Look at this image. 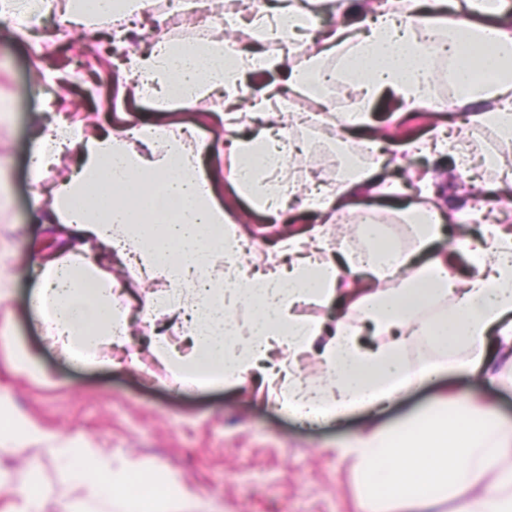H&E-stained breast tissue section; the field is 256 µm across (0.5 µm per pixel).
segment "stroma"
Here are the masks:
<instances>
[{"instance_id": "stroma-1", "label": "stroma", "mask_w": 512, "mask_h": 512, "mask_svg": "<svg viewBox=\"0 0 512 512\" xmlns=\"http://www.w3.org/2000/svg\"><path fill=\"white\" fill-rule=\"evenodd\" d=\"M57 20L56 13H49L23 34L12 21L0 19V183L7 186V202L0 207V289L5 292L0 298V402L9 405L12 419L29 433L22 442L10 427L0 428L1 483L17 492L39 487L36 512H123L117 497L108 505L88 502L50 456V448L70 443L101 449L122 467L158 465L150 492L158 512H165L171 482L182 492L184 512H364L362 486L344 450L357 434L397 425L461 388L493 403L512 421V385L507 382L512 362L503 357L492 367L493 380L454 370L433 386L405 394L376 419L356 414L341 423L315 424L279 409L250 381L179 391L165 367L146 352L141 355L150 368L146 374L124 365L68 362L30 315L40 261L56 247L52 234L35 221L30 157L40 134L60 119L83 122L70 99L86 74L99 77L88 95L99 110V124L132 125L154 109L151 102L121 93V74L109 58L83 56L92 41L90 28L82 25L61 36L54 30ZM223 109V99L212 97L167 112L166 118L195 126L198 137L207 139L215 113ZM374 118L383 147L402 158L392 175L402 199L420 201L422 187L429 185L440 209L454 215L439 250L451 252L457 240L478 236L482 220L467 207V184H449L441 176L449 157L398 150L407 142L429 140L435 129L457 127L455 113L435 112L427 118L422 111L400 109L385 96L376 103ZM209 165L227 216L256 245L245 254V264H267L278 242L268 217L234 196L222 159H211ZM290 166L298 172V191L314 183L329 189L336 185L331 158L316 143L307 142ZM282 216L296 233L322 228L331 247L356 251L363 246L348 225L323 227L314 214L295 208ZM13 340L34 359L37 372L12 367Z\"/></svg>"}]
</instances>
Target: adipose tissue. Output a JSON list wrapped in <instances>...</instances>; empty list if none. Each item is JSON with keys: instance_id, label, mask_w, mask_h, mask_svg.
<instances>
[{"instance_id": "ef3b65f1", "label": "adipose tissue", "mask_w": 512, "mask_h": 512, "mask_svg": "<svg viewBox=\"0 0 512 512\" xmlns=\"http://www.w3.org/2000/svg\"><path fill=\"white\" fill-rule=\"evenodd\" d=\"M505 0H385L377 13L358 0H281L251 17L254 41L209 35L193 40L159 39L130 53L124 68L135 97L167 109L224 97L215 122L221 135L193 141L190 128L141 122L132 133L85 130L61 124L40 141L33 176L75 150L79 166L54 189L45 221L59 225L62 253L44 263L33 308L44 331L62 352L82 362L101 361L102 346H124L128 312L116 304L109 268L134 266L142 278L160 282L139 311L153 323L163 315L182 320L191 349L181 352L161 331L150 349L185 388L233 385L260 374L272 402L318 420L366 407L377 412L412 383L430 384L461 357L475 374L488 370L491 348H512V227L486 225L482 237L456 245L465 276L448 272L437 254L445 215L432 202L391 207L411 230L413 248L396 244L384 225H362L368 252L331 258L326 237L291 235L281 242V261L254 272L238 260L241 238L214 191L205 156L231 151L238 159L229 181L234 193L268 215L292 200L318 213L326 224L355 213V199L379 192L389 162L373 137L363 143L368 169H355L333 190L296 194L285 177L288 157L270 127L238 135L240 93L259 76L287 70L293 87L319 95L324 50L342 48L340 66L359 102L349 127L335 114L325 123L335 138L366 129L386 94L409 109L430 108L434 60L419 31L457 34L452 46L455 106L470 109V121L512 139V31L496 22ZM144 0H94L67 8L60 22L85 14L110 23L126 11H145ZM336 23H320L321 11ZM283 44L272 55L265 45ZM317 303L337 310L334 322L299 314ZM383 344H358L360 324ZM415 342L439 354L436 363H413ZM314 357L327 387L301 381V359ZM370 503L392 502L403 512H434L444 500L463 499V512H512V424L469 393L438 400L401 425L355 436L348 445ZM70 479L89 498L111 499L129 482L147 487L150 471L116 469L94 449H60Z\"/></svg>"}]
</instances>
